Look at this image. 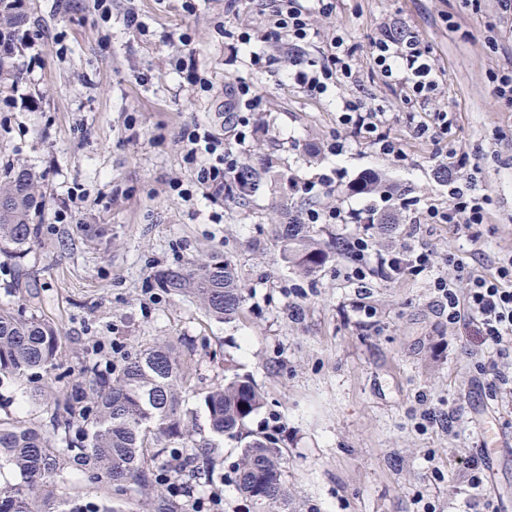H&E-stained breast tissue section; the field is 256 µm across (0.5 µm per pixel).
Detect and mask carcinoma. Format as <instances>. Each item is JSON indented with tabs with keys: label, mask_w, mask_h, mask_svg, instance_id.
<instances>
[{
	"label": "carcinoma",
	"mask_w": 512,
	"mask_h": 512,
	"mask_svg": "<svg viewBox=\"0 0 512 512\" xmlns=\"http://www.w3.org/2000/svg\"><path fill=\"white\" fill-rule=\"evenodd\" d=\"M25 18L0 0V37L22 40ZM43 176L7 162L0 165V255L25 257L39 234L45 210ZM272 238L289 264L309 276L325 265L329 250L311 224H274ZM165 291L190 295L219 321L237 319L245 294L237 267L211 252L193 268L172 265L155 274ZM191 355L171 344L154 343L125 358L114 373L94 367L82 372L57 404L51 418L54 438L37 427L0 421V469L19 475L0 484V512H126L112 499L88 500L61 491L63 474L80 471L110 491L127 486L160 488L159 512H179V499L192 491L189 479L210 480L215 473L206 449L227 436L243 442L232 465V480L248 498L264 494L274 506L288 497L282 481V453L274 435L256 432L249 423L262 408L263 394L248 377L235 375L224 385L200 394L199 405L185 406ZM60 365L59 336L43 319L23 311L0 309V383H37ZM204 414L210 435L194 438L197 418ZM166 463L156 465L162 456Z\"/></svg>",
	"instance_id": "obj_1"
}]
</instances>
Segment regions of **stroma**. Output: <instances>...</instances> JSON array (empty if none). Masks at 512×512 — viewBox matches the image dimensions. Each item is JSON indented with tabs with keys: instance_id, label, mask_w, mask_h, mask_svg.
Here are the masks:
<instances>
[{
	"instance_id": "35a3bbf8",
	"label": "stroma",
	"mask_w": 512,
	"mask_h": 512,
	"mask_svg": "<svg viewBox=\"0 0 512 512\" xmlns=\"http://www.w3.org/2000/svg\"><path fill=\"white\" fill-rule=\"evenodd\" d=\"M131 7L153 37L127 30ZM24 9L27 30L43 38L22 48L18 82L0 85L2 94L16 89L27 98L0 112V161L43 173L46 207L28 257L0 256V307L53 323L62 364L42 379L40 400L26 386L0 384V419L51 431L55 403L86 363L108 370L143 344L168 341L193 353L189 406L226 372L247 374L265 397L251 429L281 430L287 504L262 509L238 492L230 473L240 445L227 438L213 453V480L196 488L207 512H423L427 503L435 512H469L463 462L481 447L484 425L512 440V407L489 386L497 357L473 328L449 324L432 284L457 277L453 259L487 272L512 253V108L495 93V76L512 59L486 39L490 26L512 29V15H501L497 0H339L335 14L315 16L319 36L307 51L318 55L344 30L357 80L312 97L282 74L230 59L223 28L263 26L260 0L236 15L225 13L224 0H197L191 14L182 0H112L107 21L94 0H25ZM396 21L419 33L443 71L435 106L453 113L448 142L477 167L491 218L467 235L439 225L420 237L434 267L416 276L360 281L344 255L301 275L272 245V225L313 206H348L365 173L381 174L395 194L377 202L398 218L392 232L372 234L378 252L408 241L410 211L400 199L448 200L439 177L448 158L410 139L412 107L369 55L370 41ZM170 31L192 34L196 66L213 91L172 69L179 47L160 39ZM58 33L61 54L50 45ZM238 77L263 102L261 130L243 154L258 188L225 200L223 221L213 224L202 195L184 199L170 185L190 179L183 127H224V86ZM345 101L382 106L391 133L406 141L407 160L359 144L328 155L323 145ZM333 166L335 185L316 198L289 191V178ZM73 193L83 203L58 221L61 198ZM212 251L236 264L246 289L245 309L231 323L154 279L159 268H189Z\"/></svg>"
}]
</instances>
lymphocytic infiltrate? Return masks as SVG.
Segmentation results:
<instances>
[{
	"label": "lymphocytic infiltrate",
	"instance_id": "obj_1",
	"mask_svg": "<svg viewBox=\"0 0 512 512\" xmlns=\"http://www.w3.org/2000/svg\"><path fill=\"white\" fill-rule=\"evenodd\" d=\"M269 9L266 30L240 31L228 49L231 57L246 55L252 68L271 65L272 59L261 49L272 39H287L294 54L290 60L293 82L308 95L320 96L329 87L342 86L355 77L354 49L343 33H336L326 52L316 57L300 55L318 36L311 23L313 15H329L336 9V0H267ZM370 56L387 82L400 85L407 101L426 109V119L411 121L414 139L431 142L439 147L447 144L453 118L450 112L432 110L431 105L441 92L442 76L428 47L418 33L406 24L389 25L380 37L370 43ZM227 93L231 112L238 120L230 128L231 138H224L209 124L193 123L183 129L181 150L192 166L188 188L182 189L185 198L195 192L215 206L235 197L243 189L255 188L250 167L243 161L246 141L251 137L248 112L259 105L252 85L236 80ZM336 131L325 146L327 154L338 157L352 145L364 144L380 154L402 161L407 157L402 139L391 136L382 124L377 108L343 103L336 120ZM468 157H458L448 169V203L437 206L423 203L415 207L410 219V237H417L436 224L472 226L487 223L491 199L475 192L471 178L465 172ZM376 210L370 206H348L307 209L302 217L306 224H354L358 230L347 242L346 251L356 260L368 253V231L375 220ZM376 269L386 276L408 270L421 273L431 268L432 254L423 247L404 246L375 256ZM434 286L440 304L448 310L449 324L467 320L475 324L480 335L505 359V366L494 370L491 385L504 399L512 398V255L499 259L493 273L479 274L462 270L459 281L435 278Z\"/></svg>",
	"mask_w": 512,
	"mask_h": 512
}]
</instances>
